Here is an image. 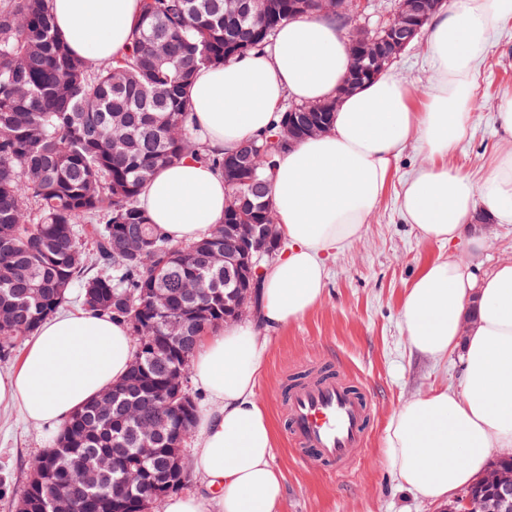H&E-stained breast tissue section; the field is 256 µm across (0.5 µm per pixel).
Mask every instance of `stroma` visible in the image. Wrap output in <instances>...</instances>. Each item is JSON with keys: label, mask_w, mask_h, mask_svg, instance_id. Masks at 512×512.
Listing matches in <instances>:
<instances>
[{"label": "stroma", "mask_w": 512, "mask_h": 512, "mask_svg": "<svg viewBox=\"0 0 512 512\" xmlns=\"http://www.w3.org/2000/svg\"><path fill=\"white\" fill-rule=\"evenodd\" d=\"M413 91L412 104L422 109L432 78L428 35H421L390 67ZM512 91V22L492 38L477 67L469 133L449 155L450 163L473 178L487 173L494 149V114L506 91ZM425 160L418 145H409L395 163L388 188L359 240L345 245L330 264L327 293L298 321L269 336L257 397L275 430L273 464L282 476L278 512H441L402 487L382 461L385 427L405 401L439 388L458 387L459 353L432 361L412 351L400 319L402 297L427 261L464 253L467 244L425 241L400 211L401 183ZM355 380L368 383L371 434L357 451L355 466L337 474L297 462L286 440L283 389L294 373L327 363ZM47 429L27 422L18 409L0 407V475L10 484L0 497V512H16L29 484V465L48 448Z\"/></svg>", "instance_id": "obj_1"}]
</instances>
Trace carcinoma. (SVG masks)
<instances>
[{"mask_svg":"<svg viewBox=\"0 0 512 512\" xmlns=\"http://www.w3.org/2000/svg\"><path fill=\"white\" fill-rule=\"evenodd\" d=\"M319 0H143L130 49L104 63L73 55L60 38L50 0H0V357L29 336L83 285L87 309L124 321L136 352L120 384L142 394L133 421L100 407L96 398L78 410L56 447L30 465L35 480L25 493V512H50L46 487L85 499L84 512H162L171 485L148 503L126 474L153 479L168 468L174 441L189 438L197 406L158 407L171 369L189 371L197 343L224 322V270L210 267V251L224 246L213 226L202 239L179 244L149 222L141 188L159 168L188 156L218 171L231 207L224 224H262L274 219L265 157L288 110L301 124L331 125L336 101L284 106L279 120L236 152L209 155L188 130L186 89L195 71L221 65L270 42L278 27L318 13ZM92 240L88 254L81 237ZM141 237L145 254L124 250ZM153 288H164L170 305L156 309ZM161 422L158 454L136 453L142 429ZM125 449L113 452V436ZM115 454L104 474L91 473L84 458Z\"/></svg>","mask_w":512,"mask_h":512,"instance_id":"1","label":"carcinoma"}]
</instances>
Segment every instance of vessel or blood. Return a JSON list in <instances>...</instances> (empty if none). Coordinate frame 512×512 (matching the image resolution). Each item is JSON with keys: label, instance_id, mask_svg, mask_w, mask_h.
I'll return each mask as SVG.
<instances>
[{"label": "vessel or blood", "instance_id": "1", "mask_svg": "<svg viewBox=\"0 0 512 512\" xmlns=\"http://www.w3.org/2000/svg\"><path fill=\"white\" fill-rule=\"evenodd\" d=\"M367 385L344 370H313L285 391V434L296 459L332 472L346 470L365 447L371 424Z\"/></svg>", "mask_w": 512, "mask_h": 512}]
</instances>
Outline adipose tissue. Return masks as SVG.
Returning a JSON list of instances; mask_svg holds the SVG:
<instances>
[{
    "mask_svg": "<svg viewBox=\"0 0 512 512\" xmlns=\"http://www.w3.org/2000/svg\"><path fill=\"white\" fill-rule=\"evenodd\" d=\"M57 29L75 53L100 62L129 46L141 0H51ZM512 21V0H451L430 20L433 76L423 109L385 72L353 93L338 91L353 61L341 27L322 15L284 23L271 44L201 68L186 90L190 125L211 153L234 151L270 129L285 101L337 98L330 132L285 152L271 182L284 250L267 265L257 320L201 339L190 367L203 396L189 462L196 490L167 498L162 512H277L282 484L272 463L271 419L256 395L271 332L324 298L329 263L360 237L382 200L400 154L418 142L427 154L399 192L405 220L423 240H466L460 256L418 271L401 303L412 351L440 360L461 351L459 388L404 402L389 417L384 459L400 484L432 502L472 485L493 451L512 449V260L481 270L485 247L475 213L512 225V92L496 114L490 169L476 180L450 165L465 137L479 61ZM227 188L210 166L184 158L158 169L139 202L169 239L190 242L219 223ZM136 351L128 326L85 309L45 320L18 369L0 372V406L19 407L39 426L71 415L121 380Z\"/></svg>",
    "mask_w": 512,
    "mask_h": 512,
    "instance_id": "obj_1",
    "label": "adipose tissue"
}]
</instances>
